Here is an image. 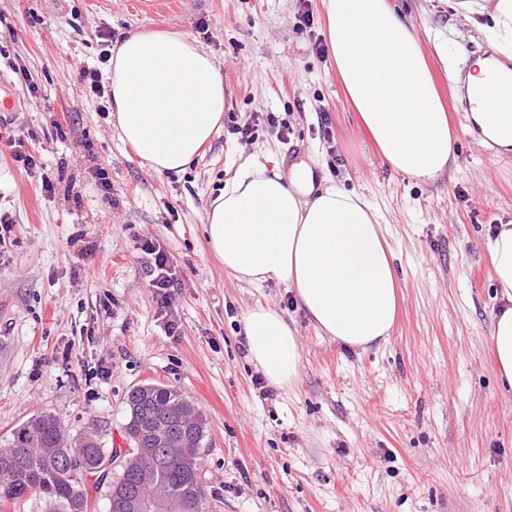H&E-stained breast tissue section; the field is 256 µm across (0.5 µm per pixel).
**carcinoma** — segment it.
<instances>
[{
    "instance_id": "carcinoma-1",
    "label": "carcinoma",
    "mask_w": 512,
    "mask_h": 512,
    "mask_svg": "<svg viewBox=\"0 0 512 512\" xmlns=\"http://www.w3.org/2000/svg\"><path fill=\"white\" fill-rule=\"evenodd\" d=\"M128 448H105L95 435L70 439L60 420L31 416L0 437V510L39 492L57 512H89L80 475L100 472L106 458H121L108 483L109 512H138L142 500L156 512H206L201 485L206 422L181 391L148 382L125 400Z\"/></svg>"
}]
</instances>
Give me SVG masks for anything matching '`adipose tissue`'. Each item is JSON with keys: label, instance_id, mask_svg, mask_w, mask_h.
<instances>
[{"label": "adipose tissue", "instance_id": "1", "mask_svg": "<svg viewBox=\"0 0 512 512\" xmlns=\"http://www.w3.org/2000/svg\"><path fill=\"white\" fill-rule=\"evenodd\" d=\"M336 77L381 157L395 173L427 182L456 161L455 132L412 26L387 0H321ZM485 18L495 51L467 79L468 132L485 147L512 151V0H457ZM107 81L121 140L155 172L179 173L224 116V79L213 57L178 35L139 32L112 51ZM303 164L283 175L245 160L209 203L205 231L225 272L248 284L285 285L314 327L351 350L387 341L398 309L394 254L367 203L338 188L315 190ZM492 276L504 304L491 344L512 386V224L489 236ZM249 362L268 383L289 387L301 365L295 329L272 306L242 318Z\"/></svg>", "mask_w": 512, "mask_h": 512}]
</instances>
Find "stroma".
I'll return each instance as SVG.
<instances>
[{"mask_svg":"<svg viewBox=\"0 0 512 512\" xmlns=\"http://www.w3.org/2000/svg\"><path fill=\"white\" fill-rule=\"evenodd\" d=\"M388 2L430 55L458 133L456 164L432 182L394 173L373 147L316 51L321 0H181L171 13L141 0H0V81L25 102L0 112V210L13 224L0 241V435L47 412L70 435L125 447V397L153 382L207 420V512H512V390L491 350L502 299L484 247L495 225L512 224V153L468 134L453 77L490 46L451 0ZM141 31L179 35L216 59L225 121L271 112L288 138L262 126L243 146L222 129L186 171H152L114 116L82 95L79 76L101 66L100 33L120 42ZM17 135L36 167L13 159ZM292 151L379 216L402 296L382 345L343 348L285 286L238 282L209 247L205 209L243 159L281 162ZM100 165L108 196L91 177ZM46 177L54 191L43 190ZM147 239L177 261L164 309ZM258 304L297 332L302 364L289 388L259 386L247 361L238 328Z\"/></svg>","mask_w":512,"mask_h":512,"instance_id":"stroma-1","label":"stroma"}]
</instances>
